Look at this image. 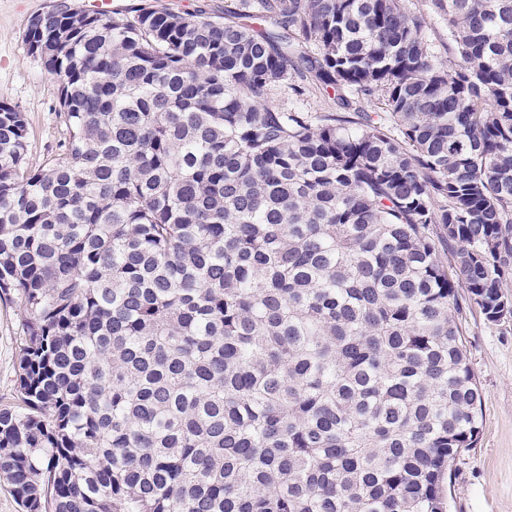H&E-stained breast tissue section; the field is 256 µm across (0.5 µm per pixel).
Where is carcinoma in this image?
I'll return each mask as SVG.
<instances>
[{"mask_svg": "<svg viewBox=\"0 0 512 512\" xmlns=\"http://www.w3.org/2000/svg\"><path fill=\"white\" fill-rule=\"evenodd\" d=\"M428 6L436 36L406 0L31 18L66 141L29 168L0 102L21 512H448L458 318L512 317V0Z\"/></svg>", "mask_w": 512, "mask_h": 512, "instance_id": "cac0c4a2", "label": "carcinoma"}]
</instances>
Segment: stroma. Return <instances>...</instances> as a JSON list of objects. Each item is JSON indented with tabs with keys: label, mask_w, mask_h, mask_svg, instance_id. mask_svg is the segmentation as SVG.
Segmentation results:
<instances>
[{
	"label": "stroma",
	"mask_w": 512,
	"mask_h": 512,
	"mask_svg": "<svg viewBox=\"0 0 512 512\" xmlns=\"http://www.w3.org/2000/svg\"><path fill=\"white\" fill-rule=\"evenodd\" d=\"M53 0H0V100L24 113L27 163L41 168L62 150L60 79L28 50L30 19ZM26 313L0 297V400L12 398L25 344ZM462 339L481 391L482 430L475 448L451 467L449 512H512V319L491 323L479 310L459 318Z\"/></svg>",
	"instance_id": "obj_1"
}]
</instances>
